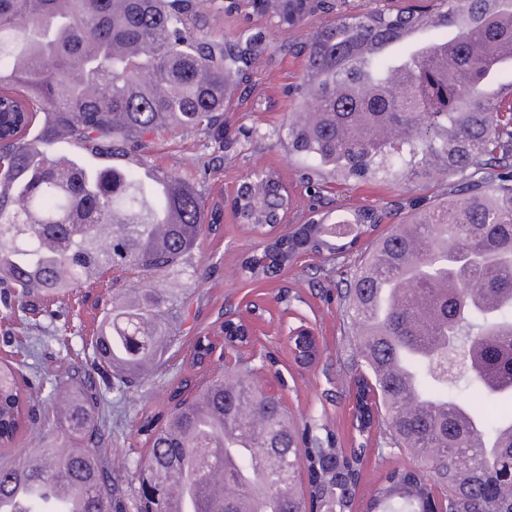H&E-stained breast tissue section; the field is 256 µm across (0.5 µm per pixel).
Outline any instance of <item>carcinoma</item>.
Segmentation results:
<instances>
[{
	"instance_id": "cac0c4a2",
	"label": "carcinoma",
	"mask_w": 512,
	"mask_h": 512,
	"mask_svg": "<svg viewBox=\"0 0 512 512\" xmlns=\"http://www.w3.org/2000/svg\"><path fill=\"white\" fill-rule=\"evenodd\" d=\"M333 4L315 0H0V288L21 311L55 320L32 299L65 295L119 270L134 292L107 303L91 360L64 376H29L0 358V497L18 481L85 488L83 512H355L357 449L313 419L297 420L254 380L252 359L222 369L198 337L172 380L167 415L141 410L148 452L126 486L101 455L112 435L104 386L141 383L179 337L153 276L187 265L222 212L189 179L144 154L165 130L214 141L198 176L224 153L229 95L267 49L254 18L296 26ZM239 28L224 36V16ZM440 31L413 42L420 31ZM292 50L305 62L299 110L285 130L306 191L324 174L443 186L409 202L309 208L287 236L267 232L295 207L279 175L248 174L232 202L265 237L242 268L269 276L300 252L333 259L368 239L337 300L357 345L356 379L377 393V454H405L368 512H512V0H437L422 8L363 7L320 24ZM141 156L168 183L158 197L137 165L93 168L85 157ZM396 220L377 234L387 220ZM469 375L448 371V337ZM200 371L211 377L197 380ZM49 427L34 455L20 439ZM308 488L298 487L301 469ZM13 512H64L53 497Z\"/></svg>"
}]
</instances>
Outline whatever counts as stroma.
Returning a JSON list of instances; mask_svg holds the SVG:
<instances>
[{
  "mask_svg": "<svg viewBox=\"0 0 512 512\" xmlns=\"http://www.w3.org/2000/svg\"><path fill=\"white\" fill-rule=\"evenodd\" d=\"M312 32L307 23L267 28L268 48L250 68L249 88L236 90L231 108L224 114V167L219 175L198 184L209 205L222 207L223 222L216 233L204 236L189 266L157 275L151 284L174 302L178 315L173 323L184 350L196 337L212 335L225 316L245 314L247 304L266 306L268 313L259 325L260 342L274 364L271 370L260 374V382L268 384L283 377L289 413L299 418L317 412L335 434L338 447L350 448L360 440L348 391L357 351L352 329L336 299L341 262L304 256L271 277L246 278L241 263L259 248L261 238L239 223L230 206L242 176L257 167L276 171L297 203H310L299 165L282 143V127L299 103L295 87L301 82L304 69L302 57L289 53L288 48L308 40ZM206 146L202 135L178 130L155 140L148 155L166 168L190 172L195 170ZM323 194L337 202L362 206L407 196L408 190L406 185L392 180L346 183L331 179L324 185ZM284 291L297 296V312L324 336L322 357L312 367L295 364L288 339L280 332L283 306L277 297ZM84 293L106 303L117 290L98 283L73 290L67 300V316L74 325L68 343L47 337L45 347L28 360L33 369L43 373L85 363L97 311L78 308V299ZM181 364V357H172L152 372L145 385L107 391L114 407L112 424L116 434L103 456L116 470H123L128 460L146 453L147 446L136 433L135 414L144 407L157 413L167 411L169 381Z\"/></svg>",
  "mask_w": 512,
  "mask_h": 512,
  "instance_id": "35a3bbf8",
  "label": "stroma"
}]
</instances>
